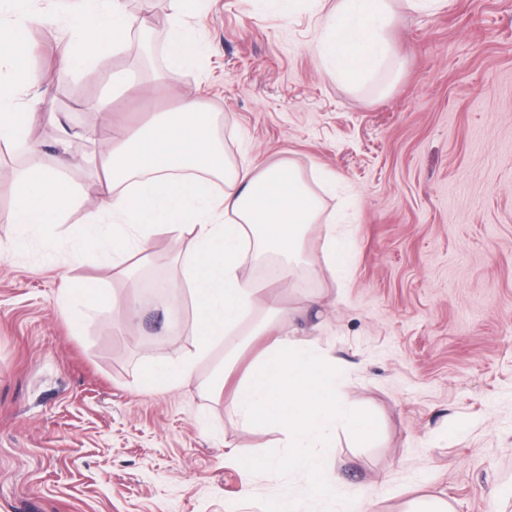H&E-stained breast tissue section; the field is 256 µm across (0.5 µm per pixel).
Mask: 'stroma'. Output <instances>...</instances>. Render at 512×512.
<instances>
[{
    "instance_id": "1",
    "label": "stroma",
    "mask_w": 512,
    "mask_h": 512,
    "mask_svg": "<svg viewBox=\"0 0 512 512\" xmlns=\"http://www.w3.org/2000/svg\"><path fill=\"white\" fill-rule=\"evenodd\" d=\"M125 8L147 25L164 71L170 0ZM391 11L398 68L355 85L319 65L310 0L286 17L255 0H214L195 21L209 47L198 71L137 75L119 90L112 75L130 51L100 57L84 76L59 67L65 39L54 29L36 83L51 105L29 118L28 138L44 165L72 160L71 226L97 202L82 159L103 144L89 132L135 128L187 93L221 113L232 156L290 163L309 181L343 178L321 199L328 213L356 203L346 275L321 263L317 224L305 262L264 283L285 311L278 332L332 352L347 402L374 420L366 445L342 437L329 449L332 476L373 487L374 512H406L423 497L456 512H512V0H447L434 13L391 0ZM110 92L111 114L84 109ZM15 238L0 224V512H259L298 491L284 472L246 476L242 451L273 452L277 436L241 430L216 393L225 345L182 387L138 386L196 343L180 244L156 238L127 279L93 250L56 253L52 234L20 249ZM150 274L178 287L182 330L168 323V297L143 294ZM65 278L98 282L112 300L74 322L57 302ZM125 299L137 304L134 320Z\"/></svg>"
}]
</instances>
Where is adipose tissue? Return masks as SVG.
<instances>
[{
    "label": "adipose tissue",
    "mask_w": 512,
    "mask_h": 512,
    "mask_svg": "<svg viewBox=\"0 0 512 512\" xmlns=\"http://www.w3.org/2000/svg\"><path fill=\"white\" fill-rule=\"evenodd\" d=\"M207 2L173 0L165 48L169 72L198 67L203 45L189 18L205 10ZM9 3L8 13L0 14V65L15 73L29 49V27L42 16L33 0ZM390 21L388 0H335L320 18L315 46L326 73L355 84L384 66L390 56ZM59 22L76 36L60 64L80 74L92 72L104 54L129 46L136 27L122 0H76ZM27 85L24 79L0 78L1 140L26 138L17 114L24 108ZM215 119L197 96L186 95L176 111L157 113L147 127L108 137L104 149L88 159L99 174L97 205L79 229L56 237L53 247L61 253L96 248L111 256L113 270L126 277L132 259L146 255L154 237L186 242L180 259L198 342L178 363L151 366L141 389L168 391L181 385L246 316L264 308V318L249 333L271 341L236 382L230 410L243 429L275 430L283 436V451L248 458L247 469L286 470L301 479L300 497L280 495L268 512H304V501L332 498L342 512H371V488L338 492L322 454L340 432L359 443L372 440L371 417L346 403L335 357L300 338L271 336L276 311L264 307L261 289L242 276L248 263L271 256L281 260L282 274L290 275L309 228L336 219L324 217L319 196L292 164L261 166L231 158L215 133ZM28 152L32 164L10 175L14 202L0 214L1 223L20 229V248L26 235L64 223L76 203V191L61 172L41 164L39 145L29 144Z\"/></svg>",
    "instance_id": "obj_1"
}]
</instances>
